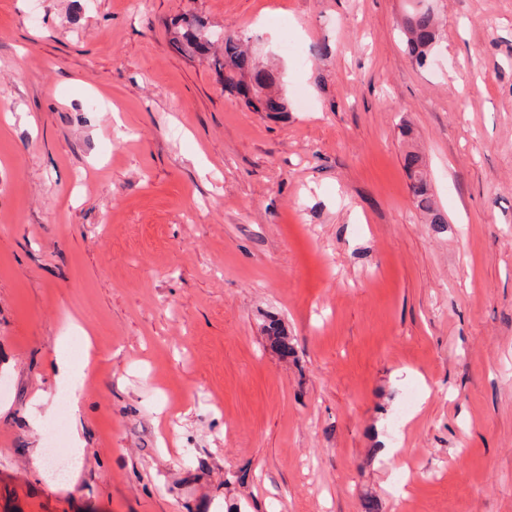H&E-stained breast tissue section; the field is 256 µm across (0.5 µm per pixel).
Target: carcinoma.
I'll list each match as a JSON object with an SVG mask.
<instances>
[{"mask_svg": "<svg viewBox=\"0 0 512 512\" xmlns=\"http://www.w3.org/2000/svg\"><path fill=\"white\" fill-rule=\"evenodd\" d=\"M402 32L412 61L420 67L425 65L438 35L434 12L426 8L410 13L403 19ZM181 37L195 51L201 54L209 51L211 40L201 22L186 24ZM213 62L216 70L224 72V87L235 91L248 109L271 114L288 111V100L271 90L276 82L275 76L258 68L244 38L237 34L224 36V53L214 58ZM403 162L411 180V191L418 200L419 208L429 215V223H448L446 216L432 200L422 158L415 147L411 146L406 150Z\"/></svg>", "mask_w": 512, "mask_h": 512, "instance_id": "carcinoma-1", "label": "carcinoma"}]
</instances>
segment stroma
I'll return each instance as SVG.
<instances>
[{
  "label": "stroma",
  "instance_id": "obj_1",
  "mask_svg": "<svg viewBox=\"0 0 512 512\" xmlns=\"http://www.w3.org/2000/svg\"><path fill=\"white\" fill-rule=\"evenodd\" d=\"M417 2L0 0V512H512V0H427L422 67ZM76 325L63 491L28 458ZM403 41L410 58L418 66H424L437 40L438 26L434 12L419 9L403 19ZM185 23L186 29H184L183 32H179L182 39L196 52L206 54L209 51L211 40L209 38V34L205 32L204 25L199 21H196L194 24ZM213 62L216 70L224 71V87L235 91L248 109L270 114L287 112L288 100L271 90L275 76L258 68L244 38L237 34L224 35L222 58L216 56ZM403 162L411 180V191L418 200L419 208L429 215V224H448L446 216L432 200L427 174L422 166V158L413 145L406 150Z\"/></svg>",
  "mask_w": 512,
  "mask_h": 512
}]
</instances>
